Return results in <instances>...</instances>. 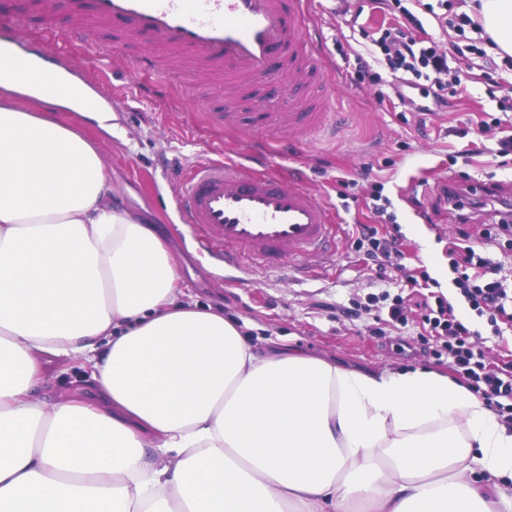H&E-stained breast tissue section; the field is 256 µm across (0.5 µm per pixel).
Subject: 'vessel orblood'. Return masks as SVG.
<instances>
[{"instance_id": "1", "label": "vessel or blood", "mask_w": 512, "mask_h": 512, "mask_svg": "<svg viewBox=\"0 0 512 512\" xmlns=\"http://www.w3.org/2000/svg\"><path fill=\"white\" fill-rule=\"evenodd\" d=\"M70 23L83 35L87 54L105 53L132 69L159 74L166 58L241 92L263 82L282 86L288 72L301 73L303 91L289 90L280 111L254 116L262 131L286 134V146L335 135L342 122L329 103L327 65L308 0H79ZM102 29L112 32V52L96 36ZM57 51L53 38L33 50L0 31V64L47 98L66 91L43 68L58 62ZM174 203L202 255L223 263L231 279L257 267L318 273L341 233L335 209L311 192L303 174H283L268 154L252 149L186 168Z\"/></svg>"}]
</instances>
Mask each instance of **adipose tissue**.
Here are the masks:
<instances>
[{
	"label": "adipose tissue",
	"mask_w": 512,
	"mask_h": 512,
	"mask_svg": "<svg viewBox=\"0 0 512 512\" xmlns=\"http://www.w3.org/2000/svg\"><path fill=\"white\" fill-rule=\"evenodd\" d=\"M480 13L512 57V0ZM23 93L0 71V512H512V426L484 401L433 371L261 351L179 299L161 231ZM69 358L91 388L38 398Z\"/></svg>",
	"instance_id": "obj_1"
}]
</instances>
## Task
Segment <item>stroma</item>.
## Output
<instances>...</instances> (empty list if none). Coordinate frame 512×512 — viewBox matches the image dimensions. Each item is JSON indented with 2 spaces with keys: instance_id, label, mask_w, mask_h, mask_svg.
<instances>
[{
  "instance_id": "obj_1",
  "label": "stroma",
  "mask_w": 512,
  "mask_h": 512,
  "mask_svg": "<svg viewBox=\"0 0 512 512\" xmlns=\"http://www.w3.org/2000/svg\"><path fill=\"white\" fill-rule=\"evenodd\" d=\"M313 14L319 43L341 80L332 88L345 127L336 139L314 142L299 152L272 155L277 167L300 166L310 188L339 214L342 224H384L399 230L406 268L424 267L433 278L431 290L450 302L458 316L478 329L476 343L490 361L512 354V333L493 335L460 296L449 267L448 242L462 225L439 199L435 177L452 174L470 183L494 182L512 189V154L497 152V135L468 142L462 132L483 116L512 121V108L501 109L488 91L494 81H512V65L498 61L496 69L481 61H453L460 83L448 106L421 114L411 103L420 99L417 89L397 94L398 79L378 64L379 49L366 33L385 21L380 0H350L347 11L336 0H314ZM69 7H62L55 37L62 51L80 69L100 71L107 79L101 101L107 115L65 113L97 149L110 174L113 196L128 213L148 224L161 226L179 267L185 296L223 311L258 345L275 340L280 347L301 349L314 357L371 372L414 368L448 374L447 361L426 356L417 318L406 325L388 324L385 305L368 306L369 295L389 291L403 295L409 309L422 300L419 292L405 288L401 272L391 283L375 278L364 254L352 241L341 240L325 270L304 277L289 269H254L236 284L224 282V271L200 254L193 234L181 224L173 204L174 172L182 166L212 157L215 152L239 154L255 140V131L240 123L216 133L207 113L197 108L215 92L214 83L198 75L178 72L164 90L149 91L150 73L111 68L108 61L83 54L68 31ZM366 62L383 80L361 77L359 62ZM352 180L346 196H339L340 179ZM386 201L383 215L373 209L374 193ZM383 326L384 335L372 334ZM91 381L82 360L53 364L37 389L40 399L52 403L71 395Z\"/></svg>"
}]
</instances>
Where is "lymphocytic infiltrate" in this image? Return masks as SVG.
<instances>
[{"mask_svg": "<svg viewBox=\"0 0 512 512\" xmlns=\"http://www.w3.org/2000/svg\"><path fill=\"white\" fill-rule=\"evenodd\" d=\"M383 60L392 71L407 72V87L420 81L434 82L435 103H444L442 75L450 70L447 52L441 51L431 35L414 37L401 28L384 29L376 41ZM360 240L369 244L366 253L378 278H385L394 260L403 256L397 236L362 227ZM448 257L455 273L454 282L470 308L484 317L494 335L512 328V275L506 274L507 260L512 259V219L500 214L497 223L481 225L478 233L461 232L448 244ZM421 320L429 336L440 338L441 344L428 348L435 358H447L448 366L461 386L484 400L486 404L512 424V359L488 361L473 340L474 332L457 318L453 305L443 297L434 303H423Z\"/></svg>", "mask_w": 512, "mask_h": 512, "instance_id": "lymphocytic-infiltrate-1", "label": "lymphocytic infiltrate"}]
</instances>
